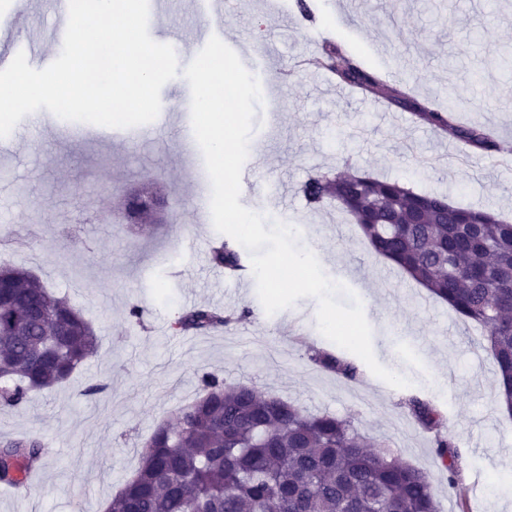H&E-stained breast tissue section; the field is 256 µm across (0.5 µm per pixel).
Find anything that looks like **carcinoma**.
<instances>
[{"mask_svg":"<svg viewBox=\"0 0 512 512\" xmlns=\"http://www.w3.org/2000/svg\"><path fill=\"white\" fill-rule=\"evenodd\" d=\"M319 64L340 81L411 112L469 149L490 155L497 141L481 125H461L348 56L337 44L323 47ZM301 191L312 208L333 200L360 227L375 253L392 259L412 279L478 324L498 374L512 395V223L491 209L454 206L435 194L418 193L397 180L366 174L322 173ZM147 201L127 198L133 224ZM210 261L233 271L241 266L237 245L215 246ZM232 315L201 305L185 311L178 332H204ZM99 345L79 309L53 295L26 268L0 266V405L16 407L31 395L66 381ZM315 364L354 379L358 367L315 351ZM408 414L436 433L435 453L459 486V451L443 435L442 413L411 397ZM174 424H162L141 452L108 512H437L429 475L371 449L351 421L330 413L309 414L247 385H227L209 374L202 392L182 407ZM45 455L40 438L18 435L0 441V484L26 489V475Z\"/></svg>","mask_w":512,"mask_h":512,"instance_id":"obj_1","label":"carcinoma"}]
</instances>
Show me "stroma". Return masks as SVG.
I'll list each match as a JSON object with an SVG mask.
<instances>
[{"mask_svg": "<svg viewBox=\"0 0 512 512\" xmlns=\"http://www.w3.org/2000/svg\"><path fill=\"white\" fill-rule=\"evenodd\" d=\"M317 26L367 67L397 73L414 97L453 109L459 123L493 127L499 151L512 148V74L488 65L512 50V0H319ZM281 26L265 0H234L224 28L245 68L285 70L287 83L262 84L251 151L265 159L239 202L295 226L299 244L333 281L361 300L376 359L405 376L395 388L359 364L349 380L308 358L310 349L351 359L317 327L318 302L298 299L267 317L256 288L224 287L208 252L219 234L195 223L199 192L210 189L191 124L184 77L166 83L157 118L141 137L63 139L61 120L41 110L22 119L12 154L0 155V262L26 267L89 319L101 341L95 356L61 385L0 408V439L42 436L49 446L27 490L0 492V512H101L139 464L153 430L191 402L203 375L291 402L309 413L353 421L371 444L430 476L439 512H512L497 500L495 472L512 467V416L498 403L497 366L481 328L467 322L369 246L336 203L314 210L300 187L318 173H365L417 192L446 195L456 206L491 208L512 222V168L497 157L458 162L462 143L382 106L351 87L317 84L295 69L308 49L295 0ZM27 11L25 35L58 57L55 26L61 0H0V55L14 39L5 23ZM203 21L200 0H163L148 31L167 41L180 66L197 55L186 45ZM165 193L163 222L142 233L123 222L126 195L145 184ZM287 185V202L269 191ZM209 305L238 319L200 334L173 333L182 312ZM143 311L129 318L130 307ZM249 317H241V310ZM101 386L90 396L89 386ZM430 401L446 419L459 452L461 484L434 453V435L406 414L410 396Z\"/></svg>", "mask_w": 512, "mask_h": 512, "instance_id": "1", "label": "stroma"}]
</instances>
